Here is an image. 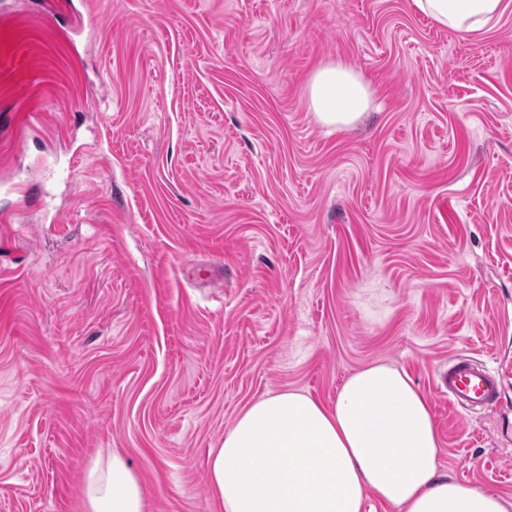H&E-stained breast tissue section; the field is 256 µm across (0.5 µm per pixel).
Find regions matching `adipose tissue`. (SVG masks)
I'll return each mask as SVG.
<instances>
[{
	"label": "adipose tissue",
	"instance_id": "ef3b65f1",
	"mask_svg": "<svg viewBox=\"0 0 512 512\" xmlns=\"http://www.w3.org/2000/svg\"><path fill=\"white\" fill-rule=\"evenodd\" d=\"M441 26L479 30L502 0H414ZM307 105L325 126H354L372 102L343 63L310 75ZM440 444L427 399L397 369L350 375L333 404L299 392L253 402L211 449L206 469L217 512H362L366 495L404 512H507L502 499L437 471ZM86 512H145L143 486L119 450L98 456L83 483Z\"/></svg>",
	"mask_w": 512,
	"mask_h": 512
}]
</instances>
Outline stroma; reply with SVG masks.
<instances>
[{"label":"stroma","mask_w":512,"mask_h":512,"mask_svg":"<svg viewBox=\"0 0 512 512\" xmlns=\"http://www.w3.org/2000/svg\"><path fill=\"white\" fill-rule=\"evenodd\" d=\"M0 0V512H85L116 448L146 512H214L238 415L374 364L428 400L439 473L512 504V0ZM336 61L352 128L306 103ZM499 371L491 409L440 387ZM415 7L443 27L459 32L480 30L502 11V0H414ZM306 90L308 109L316 120L336 129L354 126L372 102L369 85L341 62L329 63L313 71ZM440 378L448 397L464 410L490 408L501 398L500 375L468 356L458 355L448 361V369Z\"/></svg>","instance_id":"stroma-1"}]
</instances>
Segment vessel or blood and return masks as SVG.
<instances>
[{
  "instance_id": "obj_1",
  "label": "vessel or blood",
  "mask_w": 512,
  "mask_h": 512,
  "mask_svg": "<svg viewBox=\"0 0 512 512\" xmlns=\"http://www.w3.org/2000/svg\"><path fill=\"white\" fill-rule=\"evenodd\" d=\"M440 378L448 390L449 398L458 407L468 411L493 406L501 398L500 376L467 356L452 358Z\"/></svg>"
}]
</instances>
